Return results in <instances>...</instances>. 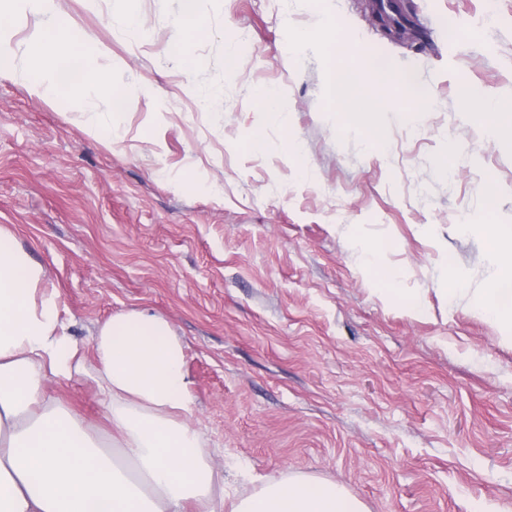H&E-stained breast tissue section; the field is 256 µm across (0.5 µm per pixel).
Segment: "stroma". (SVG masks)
I'll use <instances>...</instances> for the list:
<instances>
[{
  "label": "stroma",
  "instance_id": "obj_1",
  "mask_svg": "<svg viewBox=\"0 0 512 512\" xmlns=\"http://www.w3.org/2000/svg\"><path fill=\"white\" fill-rule=\"evenodd\" d=\"M365 2L196 0L188 73L174 46L184 0H136L139 39L124 0H59L112 62L92 98L37 96L31 35L49 21L6 22L0 227L41 264L82 350L121 310L170 323L231 496L312 476L368 512H512V336L478 309V227L512 225V138H491L477 109L512 104V0H412L422 45L383 35ZM327 17L430 104L376 84V111L343 125L323 55L297 47ZM270 88L287 125L262 105ZM115 89L128 109L113 110ZM92 112L123 140L95 136ZM366 246L422 313L378 292ZM53 390L111 439L89 376Z\"/></svg>",
  "mask_w": 512,
  "mask_h": 512
}]
</instances>
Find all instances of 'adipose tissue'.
Instances as JSON below:
<instances>
[{
    "label": "adipose tissue",
    "instance_id": "1",
    "mask_svg": "<svg viewBox=\"0 0 512 512\" xmlns=\"http://www.w3.org/2000/svg\"><path fill=\"white\" fill-rule=\"evenodd\" d=\"M321 45L331 100L345 123L372 110L363 87L385 83L419 106L430 91L379 56L361 58L354 36L327 26ZM52 60L34 92L56 99L80 85L101 86L103 52L65 18L37 37ZM495 287L479 307L512 332V225L486 223ZM43 268L0 229V512H366L343 487L316 477L263 482L232 504L204 461L205 441L184 348L149 310L112 314L92 334L86 360L60 316ZM93 370L112 425L106 452L92 424L51 394L54 383Z\"/></svg>",
    "mask_w": 512,
    "mask_h": 512
}]
</instances>
